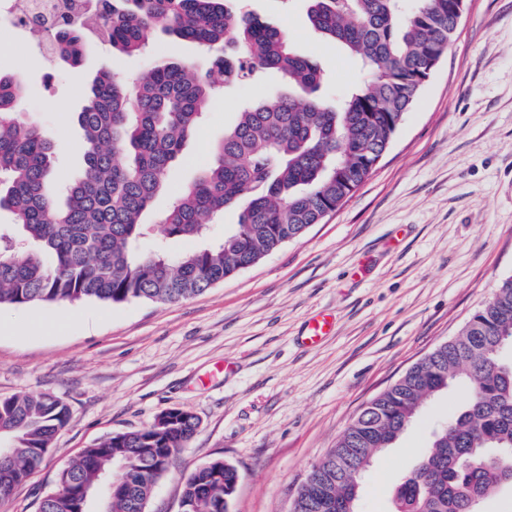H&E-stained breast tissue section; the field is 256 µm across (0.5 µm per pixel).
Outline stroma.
<instances>
[{"label":"stroma","mask_w":512,"mask_h":512,"mask_svg":"<svg viewBox=\"0 0 512 512\" xmlns=\"http://www.w3.org/2000/svg\"><path fill=\"white\" fill-rule=\"evenodd\" d=\"M289 29L291 46L329 75L327 99L370 78L311 28L306 0H245ZM22 39L0 38V70L25 75L22 120L60 145L57 176L80 175L75 120L98 71L136 82L156 62L202 74L214 61L159 35L140 55L99 46L81 66L47 67ZM278 74L221 91L171 180L198 174L243 102L271 101ZM512 276V0H467L441 60L372 175L323 223L258 264L173 304L85 301L0 308V396L47 393L69 422L0 512H38L83 449L151 425L171 408L199 427L157 482L147 512H181L185 479L221 458L238 472L230 512H289L312 466L361 408L457 334ZM334 314L317 346L308 318ZM427 402L398 443L377 453L359 512H392L433 423L461 400Z\"/></svg>","instance_id":"obj_1"}]
</instances>
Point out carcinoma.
<instances>
[{"label": "carcinoma", "mask_w": 512, "mask_h": 512, "mask_svg": "<svg viewBox=\"0 0 512 512\" xmlns=\"http://www.w3.org/2000/svg\"><path fill=\"white\" fill-rule=\"evenodd\" d=\"M308 19L373 73L364 86L327 102L320 63L293 50L281 31L240 0H99L103 42L140 54L156 34L226 50L215 61L221 84L246 83L276 70L288 92L273 103L248 102L224 129L211 159L187 186L172 187L182 158L216 91L212 73L179 61L156 63L137 83L101 70L75 113L84 169L56 193L57 146L42 129L14 117L23 81L0 72V210L15 237L0 234V306L145 300L170 304L203 293L301 238L341 207L373 173L427 79L448 50L461 0H307ZM55 58L82 60L83 28L52 31ZM168 240L199 239L173 253L138 245L144 214L160 194ZM227 208L237 223L205 243L208 220ZM512 277L458 334L422 357L371 399L334 448L313 466L291 512H356L361 476L393 446L423 404L452 388L465 392L396 491L402 512H479L512 465ZM69 420L61 400L23 392L0 398V504L43 461ZM199 419L181 409L137 431L86 448L58 477L39 512H145L154 488ZM237 470L223 459L185 481L182 512H229ZM90 486L85 503L79 492Z\"/></svg>", "instance_id": "carcinoma-1"}]
</instances>
